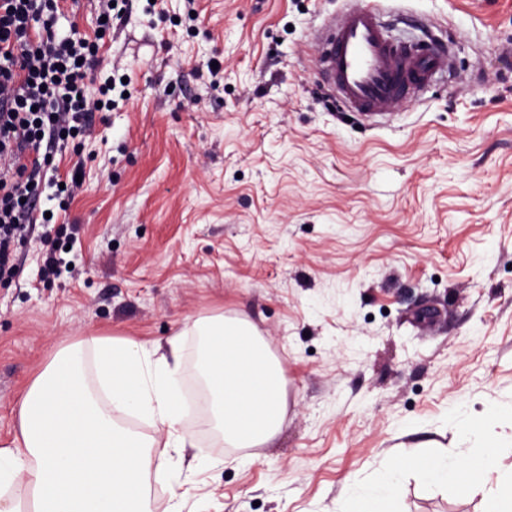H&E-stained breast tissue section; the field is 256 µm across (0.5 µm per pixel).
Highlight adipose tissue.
<instances>
[{
  "instance_id": "obj_1",
  "label": "adipose tissue",
  "mask_w": 512,
  "mask_h": 512,
  "mask_svg": "<svg viewBox=\"0 0 512 512\" xmlns=\"http://www.w3.org/2000/svg\"><path fill=\"white\" fill-rule=\"evenodd\" d=\"M190 332L205 337L204 375L210 413L227 445L254 448L282 427L284 377L276 360L242 321H195ZM106 398L91 396L84 374L68 360L48 366L17 404L18 432L0 448V512H153L148 479L154 439L115 426L118 414L148 417L167 435L166 447H185L184 408L175 369L158 347L96 340ZM471 443L461 458L402 457L370 479L348 480L336 512H379L399 491L401 475L416 470L434 485L449 473H465L456 490L482 495L485 512H512V469L497 466V448L469 424Z\"/></svg>"
}]
</instances>
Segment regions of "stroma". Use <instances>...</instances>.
Masks as SVG:
<instances>
[{
    "mask_svg": "<svg viewBox=\"0 0 512 512\" xmlns=\"http://www.w3.org/2000/svg\"><path fill=\"white\" fill-rule=\"evenodd\" d=\"M366 2L391 41L450 55L386 125L320 75L346 0H123L98 40L129 98L56 156L82 186L45 190L54 219L0 283V445L59 351L94 386V339L164 345L224 316L279 362L286 419L258 448L183 422L164 458L183 512H333L346 478L463 456L462 416L512 465V0ZM54 29L94 38L88 0ZM51 252L74 273L44 277ZM391 509L485 504L411 472Z\"/></svg>",
    "mask_w": 512,
    "mask_h": 512,
    "instance_id": "1",
    "label": "stroma"
}]
</instances>
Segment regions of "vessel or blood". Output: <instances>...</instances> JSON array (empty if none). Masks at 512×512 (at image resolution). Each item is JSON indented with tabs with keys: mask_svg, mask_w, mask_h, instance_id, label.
<instances>
[{
	"mask_svg": "<svg viewBox=\"0 0 512 512\" xmlns=\"http://www.w3.org/2000/svg\"><path fill=\"white\" fill-rule=\"evenodd\" d=\"M322 72L343 103L363 116H387L412 90L448 68L444 48L389 43L375 10L352 0L320 35Z\"/></svg>",
	"mask_w": 512,
	"mask_h": 512,
	"instance_id": "1",
	"label": "vessel or blood"
}]
</instances>
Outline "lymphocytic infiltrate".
Masks as SVG:
<instances>
[{
    "label": "lymphocytic infiltrate",
    "mask_w": 512,
    "mask_h": 512,
    "mask_svg": "<svg viewBox=\"0 0 512 512\" xmlns=\"http://www.w3.org/2000/svg\"><path fill=\"white\" fill-rule=\"evenodd\" d=\"M58 2L0 0V281L15 277L16 249L37 222L43 141L85 134L113 106L112 81L87 96L98 44L55 32Z\"/></svg>",
    "instance_id": "obj_1"
}]
</instances>
